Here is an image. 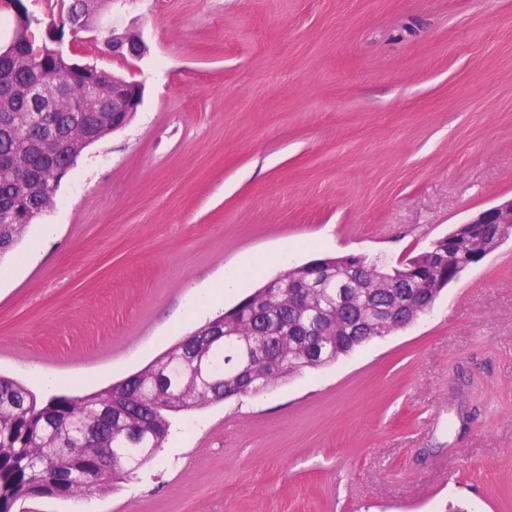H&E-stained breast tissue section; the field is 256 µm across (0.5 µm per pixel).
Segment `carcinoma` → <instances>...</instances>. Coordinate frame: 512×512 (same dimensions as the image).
Wrapping results in <instances>:
<instances>
[{
	"label": "carcinoma",
	"mask_w": 512,
	"mask_h": 512,
	"mask_svg": "<svg viewBox=\"0 0 512 512\" xmlns=\"http://www.w3.org/2000/svg\"><path fill=\"white\" fill-rule=\"evenodd\" d=\"M72 2L47 0L49 21L36 16L19 27L21 54L0 58V81L16 90V97L0 103V256L22 237L33 218L53 206L52 185L63 175L56 167L69 159L77 162L89 147L87 135L98 142L112 134V113L86 111L88 97L107 92L112 74L97 70L91 85L41 42L43 29L64 26ZM33 84L47 89L65 86L55 102L57 125L10 133L21 118L23 89ZM23 167L33 168L35 182L17 180ZM495 247L493 239L476 233L463 234L450 246L435 239L391 269L362 256L356 269L358 288L343 308L334 302L330 289L312 297L309 306L297 308L265 284L247 294L262 301L258 309L232 307L191 335L211 324H226L240 340L256 344L269 362L254 382L258 393L415 322L428 307H397L402 283L411 279L435 299L472 265L475 253ZM354 324L359 333L347 335L346 329ZM192 352L193 345L183 339L107 389L85 396H53L42 405L24 385L0 376V512H13L31 497L79 499L108 492L112 481L135 473L162 447L171 427L169 415L224 400V387L216 380L231 370L237 347L223 343L206 350L208 376L194 372ZM102 448L112 449L118 457L106 475L97 468Z\"/></svg>",
	"instance_id": "carcinoma-1"
}]
</instances>
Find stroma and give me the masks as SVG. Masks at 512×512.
<instances>
[{"label": "stroma", "instance_id": "obj_1", "mask_svg": "<svg viewBox=\"0 0 512 512\" xmlns=\"http://www.w3.org/2000/svg\"><path fill=\"white\" fill-rule=\"evenodd\" d=\"M112 19L146 53L104 55L102 25L74 58L142 103L0 257V375L38 400L142 369L244 258L395 265L512 197V0H115ZM171 422L137 477L24 512H512V237L413 325Z\"/></svg>", "mask_w": 512, "mask_h": 512}]
</instances>
